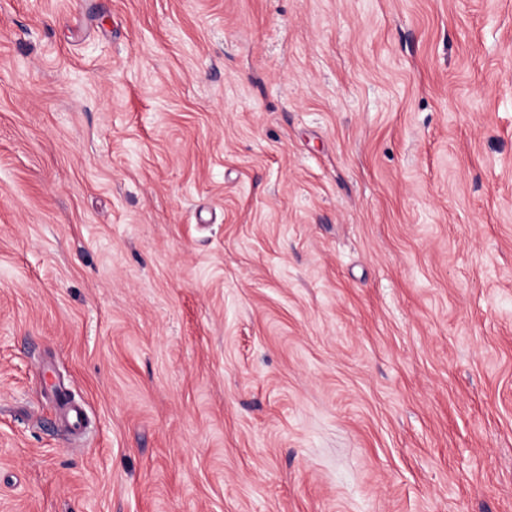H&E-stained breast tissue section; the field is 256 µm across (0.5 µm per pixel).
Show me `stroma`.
Segmentation results:
<instances>
[{"label": "stroma", "mask_w": 512, "mask_h": 512, "mask_svg": "<svg viewBox=\"0 0 512 512\" xmlns=\"http://www.w3.org/2000/svg\"><path fill=\"white\" fill-rule=\"evenodd\" d=\"M0 512H512V0H0Z\"/></svg>", "instance_id": "stroma-1"}]
</instances>
